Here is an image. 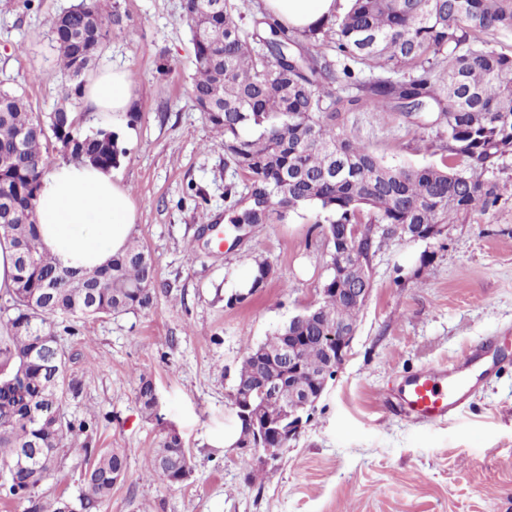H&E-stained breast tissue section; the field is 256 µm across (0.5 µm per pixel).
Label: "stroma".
<instances>
[{
	"label": "stroma",
	"instance_id": "obj_1",
	"mask_svg": "<svg viewBox=\"0 0 512 512\" xmlns=\"http://www.w3.org/2000/svg\"><path fill=\"white\" fill-rule=\"evenodd\" d=\"M77 0H0V82L23 92L33 112H51L70 88L52 77L56 54L48 18ZM121 16L92 75L134 77L130 114L81 103L86 128L116 132L125 150L115 172L137 210L132 238L156 261L151 308L77 320L61 335L81 394L69 419H90L94 448H119L124 480L91 512H512V191L431 239L373 226L372 289L344 363L261 483L247 480L252 448L224 444L239 420L230 394L245 344H259L315 304L328 274L330 244L315 208L219 245L229 192L246 178L224 164L216 136L189 97L193 45L182 0H117ZM434 113L385 117L361 111L348 126L394 165L440 163L446 138ZM264 288L228 305L256 261ZM499 343L501 367L465 409L445 422L415 421L386 409L400 382L449 364L485 339ZM151 377L155 416L136 400V378ZM181 436L190 479L169 485L144 466L162 430ZM81 451L64 456L40 493L88 497Z\"/></svg>",
	"mask_w": 512,
	"mask_h": 512
}]
</instances>
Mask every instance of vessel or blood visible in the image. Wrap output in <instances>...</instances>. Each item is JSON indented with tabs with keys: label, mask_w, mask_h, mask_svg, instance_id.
Masks as SVG:
<instances>
[{
	"label": "vessel or blood",
	"mask_w": 512,
	"mask_h": 512,
	"mask_svg": "<svg viewBox=\"0 0 512 512\" xmlns=\"http://www.w3.org/2000/svg\"><path fill=\"white\" fill-rule=\"evenodd\" d=\"M493 349V342H484L451 367L430 366L406 377L397 390L401 408L415 419L431 422L461 412L476 389L479 373L494 370L489 359Z\"/></svg>",
	"instance_id": "obj_1"
}]
</instances>
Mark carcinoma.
Listing matches in <instances>:
<instances>
[{
  "instance_id": "obj_1",
  "label": "carcinoma",
  "mask_w": 512,
  "mask_h": 512,
  "mask_svg": "<svg viewBox=\"0 0 512 512\" xmlns=\"http://www.w3.org/2000/svg\"><path fill=\"white\" fill-rule=\"evenodd\" d=\"M194 46L189 98L211 129L224 137V164L247 176L241 198L224 219L253 228L314 207L328 223L333 245L320 301L278 328L263 343L246 344L236 385L254 388L251 415L260 423L279 406L258 394L273 375L267 355L287 336H307L304 372L324 362L318 336L336 333V322L356 321L362 307L336 282V239L344 226L453 224L458 217L494 206L507 184L488 177L512 154V53L476 43V34L512 32V0H351L339 19L306 30L290 29L240 0H183ZM117 3L80 0L50 19L59 70L82 94L87 72L119 23ZM370 77L363 78V67ZM434 112L446 128L448 156L423 168L386 164L349 129L345 116L363 108L384 114ZM54 118L65 130L42 125L28 100L0 85V241L15 252L14 287L0 294V496L27 498V512H73L61 498L42 500L38 489L56 470L64 439L93 429L65 416L78 384L67 375L65 353L42 338L78 334L62 315L110 317L149 308L156 262L131 242L126 251L93 271L62 270L38 240L35 201L49 149L75 144L84 161L115 167L125 150L100 127L84 131V115L60 104ZM373 239L355 229L350 248L362 256L351 284L371 287L367 269ZM271 268L256 262L249 289L264 287ZM49 394L55 417L38 419ZM137 400L156 406L150 379L138 377ZM126 471L118 448L96 453L85 479L91 497L81 509L112 495ZM191 460L175 431L151 452L146 475L180 484Z\"/></svg>"
}]
</instances>
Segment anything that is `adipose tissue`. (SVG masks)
<instances>
[{
    "mask_svg": "<svg viewBox=\"0 0 512 512\" xmlns=\"http://www.w3.org/2000/svg\"><path fill=\"white\" fill-rule=\"evenodd\" d=\"M283 25L305 29L343 15L350 0H262ZM133 78L112 71L96 78L87 94L101 109L127 111ZM36 219L43 248L63 269L92 270L123 253L135 226L136 209L111 169L63 163L39 185Z\"/></svg>",
    "mask_w": 512,
    "mask_h": 512,
    "instance_id": "1",
    "label": "adipose tissue"
}]
</instances>
